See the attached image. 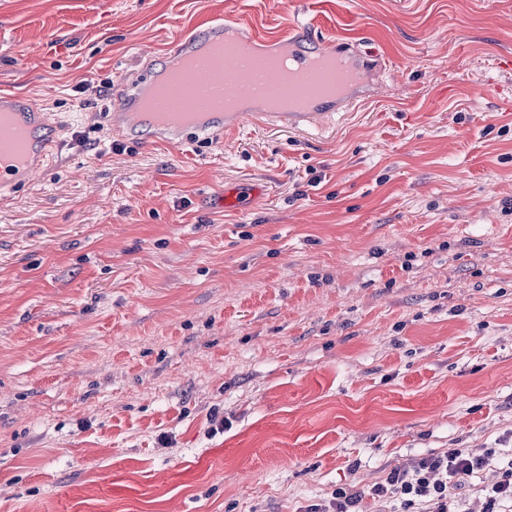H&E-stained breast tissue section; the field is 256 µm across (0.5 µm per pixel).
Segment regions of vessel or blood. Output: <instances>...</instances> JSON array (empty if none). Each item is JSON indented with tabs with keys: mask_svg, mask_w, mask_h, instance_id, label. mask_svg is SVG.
<instances>
[{
	"mask_svg": "<svg viewBox=\"0 0 512 512\" xmlns=\"http://www.w3.org/2000/svg\"><path fill=\"white\" fill-rule=\"evenodd\" d=\"M289 48L288 73L270 68L273 56ZM332 66L318 68L314 60L319 49L302 48L295 38L282 37L269 42L252 31L227 19L214 20L203 35L180 40L171 47L168 69L177 73L167 93L170 107L179 112L203 104L204 100L228 87H239L250 97L287 96L297 103L287 112L224 111L209 107L204 122L159 124L153 126L154 140L185 142L188 135L217 139L225 129L252 122L266 128L308 127L323 122L337 111L349 110L356 101L370 93L371 84L357 62V52L348 46L331 47ZM156 71L141 69L128 84L130 94L119 102L109 116L110 134L122 140L139 128L137 118L142 93L154 82ZM9 122L0 127V196L11 197L24 188L31 177L43 171L58 155L61 141L58 128L49 113L35 106L27 97L0 94V114ZM259 186L250 189L231 187L217 201L227 210L244 208L245 195H258Z\"/></svg>",
	"mask_w": 512,
	"mask_h": 512,
	"instance_id": "vessel-or-blood-1",
	"label": "vessel or blood"
}]
</instances>
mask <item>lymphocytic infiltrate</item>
Instances as JSON below:
<instances>
[{
	"label": "lymphocytic infiltrate",
	"instance_id": "f902f5d3",
	"mask_svg": "<svg viewBox=\"0 0 512 512\" xmlns=\"http://www.w3.org/2000/svg\"><path fill=\"white\" fill-rule=\"evenodd\" d=\"M473 487L479 512H512V450L451 448L410 458L362 491L339 487L303 512H359L363 499L387 512H453L454 492Z\"/></svg>",
	"mask_w": 512,
	"mask_h": 512
}]
</instances>
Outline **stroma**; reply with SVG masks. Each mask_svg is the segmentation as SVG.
Wrapping results in <instances>:
<instances>
[{
  "label": "stroma",
  "mask_w": 512,
  "mask_h": 512,
  "mask_svg": "<svg viewBox=\"0 0 512 512\" xmlns=\"http://www.w3.org/2000/svg\"><path fill=\"white\" fill-rule=\"evenodd\" d=\"M219 17L383 83L329 139L109 149L122 75ZM1 90L62 149L0 200V512H298L512 448V0H0ZM260 192L261 188L257 185H252L247 191L242 187H224V194L218 196L217 201L220 207H224V210L242 211L245 209V194L247 193L249 196H256Z\"/></svg>",
  "instance_id": "stroma-1"
}]
</instances>
